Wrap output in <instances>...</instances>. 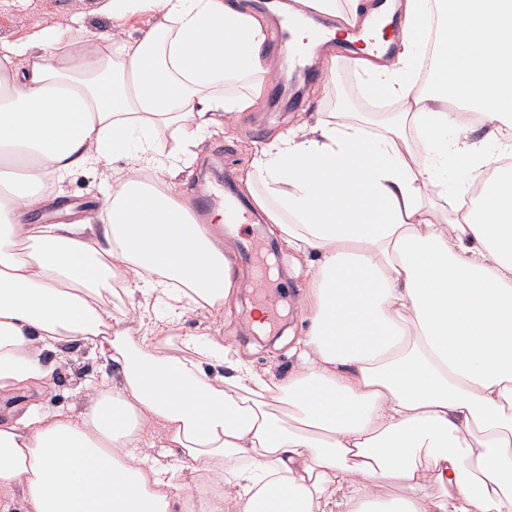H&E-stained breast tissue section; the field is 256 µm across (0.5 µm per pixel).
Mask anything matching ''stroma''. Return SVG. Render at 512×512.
Wrapping results in <instances>:
<instances>
[{"label": "stroma", "mask_w": 512, "mask_h": 512, "mask_svg": "<svg viewBox=\"0 0 512 512\" xmlns=\"http://www.w3.org/2000/svg\"><path fill=\"white\" fill-rule=\"evenodd\" d=\"M100 0H0V41H17L31 36L38 28L57 25L65 28L69 41H81L83 33L71 25L74 13H81L87 27L111 28L110 17L99 11ZM335 41L313 51L308 57L313 73L298 99L277 95L263 87L258 107L242 113L226 130L210 129L198 140V157L190 172L173 180L172 186L190 210H197L203 197L217 195L213 211H221L228 198L245 202L246 207L231 221H224L219 242L233 253L241 274L237 303L215 321L188 313L181 328L186 334H207L237 350L256 371L285 374L294 364V340L307 327L302 299L310 284L301 256L273 237L264 220L250 206V197L239 182V173L248 169L257 148L270 138L287 131L298 120L331 119L339 106V91H346L353 111L371 119L373 132H381L401 112L392 100L375 103L366 94L368 76L354 66L351 58L338 54ZM63 203L84 215L101 209L99 185L84 172L71 175L64 185ZM266 298L278 312L281 335L262 338L250 324L249 310ZM87 351L71 352L57 371L55 390L40 397L48 409L68 408L86 377L98 370Z\"/></svg>", "instance_id": "stroma-1"}]
</instances>
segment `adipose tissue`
<instances>
[{"mask_svg":"<svg viewBox=\"0 0 512 512\" xmlns=\"http://www.w3.org/2000/svg\"><path fill=\"white\" fill-rule=\"evenodd\" d=\"M435 5L426 94L417 23ZM101 11L114 27L84 50L54 25L0 45V395L51 391L71 348L116 367L77 406L0 419V512H512V164L448 108L512 129V0H406L397 61L358 60L413 136L326 120L256 152L243 185L309 260V326L280 377L207 335L183 338L192 359L156 343L236 297L231 253L160 174L253 109L267 26L230 0ZM136 13L154 22L130 42L118 25ZM452 165L461 204L440 222L423 191ZM78 170L98 176L104 222H28ZM116 285L131 300L117 318Z\"/></svg>","mask_w":512,"mask_h":512,"instance_id":"adipose-tissue-1","label":"adipose tissue"}]
</instances>
